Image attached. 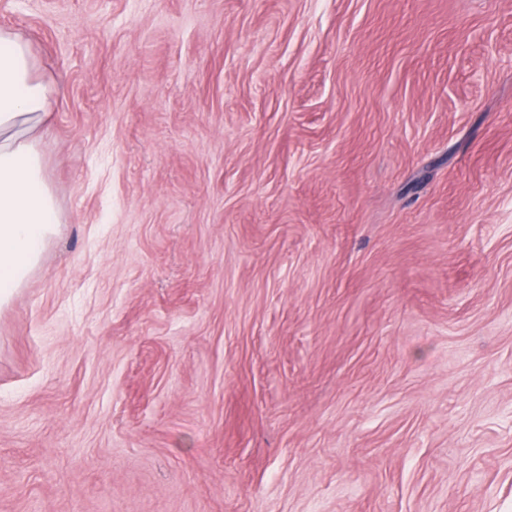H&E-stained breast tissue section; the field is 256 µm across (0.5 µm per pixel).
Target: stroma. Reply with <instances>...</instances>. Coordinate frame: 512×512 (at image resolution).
<instances>
[{"mask_svg":"<svg viewBox=\"0 0 512 512\" xmlns=\"http://www.w3.org/2000/svg\"><path fill=\"white\" fill-rule=\"evenodd\" d=\"M59 233L0 309V512H512V0H0Z\"/></svg>","mask_w":512,"mask_h":512,"instance_id":"35a3bbf8","label":"stroma"}]
</instances>
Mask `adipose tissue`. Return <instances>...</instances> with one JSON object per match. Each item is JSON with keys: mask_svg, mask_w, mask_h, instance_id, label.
Wrapping results in <instances>:
<instances>
[{"mask_svg": "<svg viewBox=\"0 0 512 512\" xmlns=\"http://www.w3.org/2000/svg\"><path fill=\"white\" fill-rule=\"evenodd\" d=\"M54 94L52 83L36 73L29 40L0 28V307L39 265L58 230L41 151Z\"/></svg>", "mask_w": 512, "mask_h": 512, "instance_id": "adipose-tissue-1", "label": "adipose tissue"}]
</instances>
